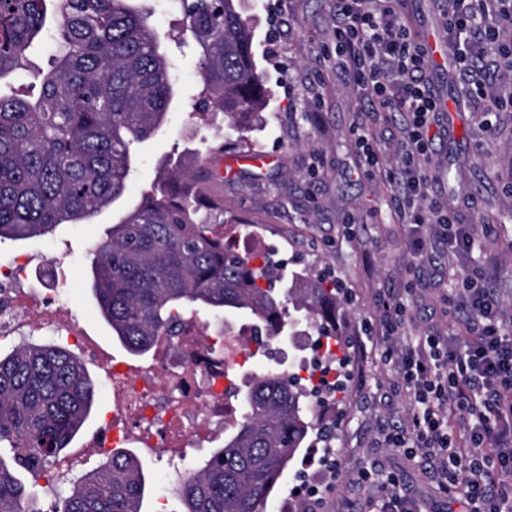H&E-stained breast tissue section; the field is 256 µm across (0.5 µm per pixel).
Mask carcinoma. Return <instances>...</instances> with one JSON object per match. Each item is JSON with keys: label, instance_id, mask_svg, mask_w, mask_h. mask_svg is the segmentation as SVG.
Instances as JSON below:
<instances>
[{"label": "carcinoma", "instance_id": "obj_1", "mask_svg": "<svg viewBox=\"0 0 512 512\" xmlns=\"http://www.w3.org/2000/svg\"><path fill=\"white\" fill-rule=\"evenodd\" d=\"M183 28L163 30L137 0H0V77L50 45L34 72L40 96L0 95V242L49 237L89 221L124 196L137 146L168 120L177 92L166 43L199 48L193 114L224 113L237 141L265 105L253 30L235 0H179ZM210 171L175 162L144 200L89 250L91 291L112 334L134 356L174 336L201 312L247 314L268 340L297 328L336 334V288L304 269L286 277L266 258L241 255L216 232L224 202L192 192ZM310 380L254 374L237 388L242 412L224 445L171 493L170 512H263L288 463L316 426ZM97 381L65 345L28 339L0 352V512H40L22 478L57 465L90 416ZM142 462L117 450L68 481L53 512H142Z\"/></svg>", "mask_w": 512, "mask_h": 512}]
</instances>
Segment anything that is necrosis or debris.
Instances as JSON below:
<instances>
[{"mask_svg": "<svg viewBox=\"0 0 512 512\" xmlns=\"http://www.w3.org/2000/svg\"><path fill=\"white\" fill-rule=\"evenodd\" d=\"M29 264V255L19 253L0 265V342L45 330L77 353L100 358L98 344L80 322L63 315L59 289L28 287ZM248 342L241 328L218 334L187 317L179 336L163 340L155 362L133 371L107 365L112 409L92 440L96 455L144 435L159 449L179 436L202 446L215 431L233 426L237 412L225 402L251 372Z\"/></svg>", "mask_w": 512, "mask_h": 512, "instance_id": "obj_1", "label": "necrosis or debris"}]
</instances>
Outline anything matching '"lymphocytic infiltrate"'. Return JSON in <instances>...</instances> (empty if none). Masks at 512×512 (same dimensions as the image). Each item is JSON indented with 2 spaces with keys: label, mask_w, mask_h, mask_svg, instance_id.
Wrapping results in <instances>:
<instances>
[{
  "label": "lymphocytic infiltrate",
  "mask_w": 512,
  "mask_h": 512,
  "mask_svg": "<svg viewBox=\"0 0 512 512\" xmlns=\"http://www.w3.org/2000/svg\"><path fill=\"white\" fill-rule=\"evenodd\" d=\"M393 0H336V66L351 69L371 111L404 115L400 167L391 183L410 217L417 260L429 257L427 232L457 259L474 229L428 205L421 167L442 107L423 78L427 51L399 21ZM448 53L463 77L460 100L471 112H512V0H441ZM458 296L471 316L458 344L421 337L397 357L406 391L418 407L416 434L396 431L393 447L428 455L444 489L463 490L470 512H512V322L478 272L459 277ZM467 413L464 439L450 433L448 410Z\"/></svg>",
  "instance_id": "lymphocytic-infiltrate-1"
}]
</instances>
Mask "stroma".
<instances>
[{
	"instance_id": "35a3bbf8",
	"label": "stroma",
	"mask_w": 512,
	"mask_h": 512,
	"mask_svg": "<svg viewBox=\"0 0 512 512\" xmlns=\"http://www.w3.org/2000/svg\"><path fill=\"white\" fill-rule=\"evenodd\" d=\"M237 8L254 30V54L267 88L262 119L247 146L275 155V162L258 169L244 159L223 115L189 119L199 82L196 56L190 47L172 48L180 96L167 123L141 144L123 199L93 221L61 226L56 236L0 244V262L28 253L32 288L54 287L58 264L66 262L63 302L113 363L128 369L151 363L152 355L129 354L101 318L89 289L88 250L167 170L170 157L205 160L212 192L224 201L226 238L247 253L276 247L287 269L312 265L350 296L349 305L336 308V325L353 342L346 386L335 401L340 419L332 446L339 468L325 512H369L382 503L383 490L359 478L371 467L396 474L399 494L420 512H466L463 499L442 491L426 459L386 440L393 429H412L413 407L385 349L422 336L448 338L464 323L446 302L457 288L447 243L431 237L429 261L417 262L388 183L401 162L395 148L401 116L367 121L380 164L364 175L353 128L365 105L352 72L336 66L333 0H238ZM217 145L223 153H214ZM422 166L430 202L458 223L477 227L475 248L462 256L460 267L477 269L498 294L505 318L512 319V114L459 113L455 128H441ZM389 297L407 303L403 333L394 338L382 322L381 301ZM132 449L150 477L147 512H156L172 465L189 468L209 455L191 446L175 456L140 443ZM323 451L320 445L302 449L272 500L300 502L310 487L321 485Z\"/></svg>"
}]
</instances>
